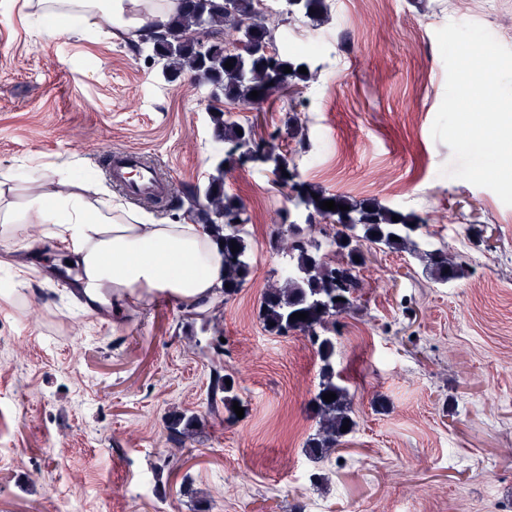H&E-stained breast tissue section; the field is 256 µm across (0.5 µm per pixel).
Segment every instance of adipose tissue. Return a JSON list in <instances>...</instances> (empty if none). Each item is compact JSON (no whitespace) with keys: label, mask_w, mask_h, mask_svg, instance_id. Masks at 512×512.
I'll return each instance as SVG.
<instances>
[{"label":"adipose tissue","mask_w":512,"mask_h":512,"mask_svg":"<svg viewBox=\"0 0 512 512\" xmlns=\"http://www.w3.org/2000/svg\"><path fill=\"white\" fill-rule=\"evenodd\" d=\"M51 36L74 34L106 20L123 31L162 30L178 0H26ZM60 243L77 270L74 299L86 314H121L131 300L165 293L193 310L215 300L224 286L223 247L201 224H159L126 210L69 168L0 172V262L24 270L16 252L38 237Z\"/></svg>","instance_id":"ef3b65f1"}]
</instances>
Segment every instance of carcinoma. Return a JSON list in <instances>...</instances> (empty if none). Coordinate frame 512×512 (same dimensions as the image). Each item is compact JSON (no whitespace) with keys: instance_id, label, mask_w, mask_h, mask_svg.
Returning <instances> with one entry per match:
<instances>
[{"instance_id":"carcinoma-1","label":"carcinoma","mask_w":512,"mask_h":512,"mask_svg":"<svg viewBox=\"0 0 512 512\" xmlns=\"http://www.w3.org/2000/svg\"><path fill=\"white\" fill-rule=\"evenodd\" d=\"M298 4L313 18L327 9L325 0H285L286 13H291L289 7ZM259 5L260 0H180L178 11L153 42V52L164 60L163 70H188L217 88L211 119L216 137L227 146L224 164H233L230 156L239 148L251 147V140L250 126L234 119L224 108L223 100L259 103L271 99L285 87L308 80V75L298 72L303 63L289 55L288 47L278 51L274 62L257 52L256 46L261 43L276 45V36L265 23ZM229 60L232 68L227 69L225 63ZM286 66L292 72L284 73ZM253 91L259 92V96L251 97ZM281 185L289 189L288 200L307 211L308 233L307 237L299 238L293 233V225H280L278 235L282 249L286 250L287 265L293 268L294 274H279V279L264 293L259 316L271 334L303 335L321 361L318 391L313 399L319 429L307 445L310 455L319 458L341 445L342 438L355 427L345 406L348 389L340 383L333 359L339 318L354 308L362 288L353 255L341 253L340 263L332 265L326 261L327 254L322 252V247L336 248V236L343 235L355 244V253L359 255L365 244L396 251L411 245L416 250L415 238L427 227V220L386 207L375 199L358 202L298 183L292 174L283 178ZM205 199L204 223L223 245L224 283L228 284L224 295L230 296L244 285L251 272L246 246L250 217L241 201L227 194L219 180L210 182ZM326 200L335 201L337 209L333 212L321 209V202ZM340 205L347 210L338 209ZM422 257L427 259L438 281L446 282L462 273V265L442 248L425 250ZM294 313H305L307 318L293 319ZM329 392L336 394L331 402L323 399ZM195 422L193 416H177L171 426L173 439L183 441L192 433ZM344 424L348 425L345 432Z\"/></svg>"}]
</instances>
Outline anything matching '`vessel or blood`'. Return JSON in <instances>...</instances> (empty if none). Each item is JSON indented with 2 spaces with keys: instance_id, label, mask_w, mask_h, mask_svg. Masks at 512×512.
I'll use <instances>...</instances> for the list:
<instances>
[{
  "instance_id": "b4317fda",
  "label": "vessel or blood",
  "mask_w": 512,
  "mask_h": 512,
  "mask_svg": "<svg viewBox=\"0 0 512 512\" xmlns=\"http://www.w3.org/2000/svg\"><path fill=\"white\" fill-rule=\"evenodd\" d=\"M108 170L113 184L129 200L157 202L169 195L168 181L139 150H113L108 158Z\"/></svg>"
}]
</instances>
